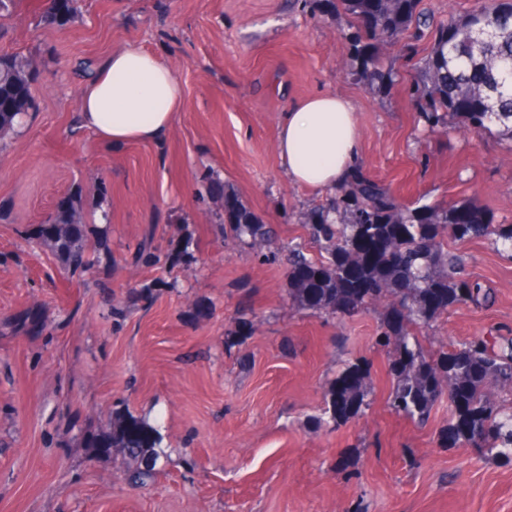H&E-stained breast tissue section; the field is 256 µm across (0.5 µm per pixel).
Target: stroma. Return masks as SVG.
I'll return each instance as SVG.
<instances>
[{"mask_svg": "<svg viewBox=\"0 0 512 512\" xmlns=\"http://www.w3.org/2000/svg\"><path fill=\"white\" fill-rule=\"evenodd\" d=\"M50 4L14 0L0 15V54L35 60L37 103L0 140V512H512V462L439 446L447 400L423 426L390 410L374 345L384 304L336 317L287 295L284 249L320 257L305 215L330 196L280 162L296 98H348L357 163L400 202L466 198L512 224V141L426 134L407 93L430 38L409 59L381 48L396 79L379 98L345 65L346 17L319 0H79L60 25L43 19ZM130 43L171 65L185 107L160 139L108 146L80 125L77 65L100 69ZM226 187L282 253L225 238ZM72 196L89 241L109 247L81 277L31 235ZM147 239L157 260L145 266ZM448 247L492 299L455 305L430 339L512 335V249L491 236ZM360 359L366 409L322 424L325 393ZM116 411L160 431L146 486L127 484L118 449L92 443Z\"/></svg>", "mask_w": 512, "mask_h": 512, "instance_id": "1", "label": "stroma"}]
</instances>
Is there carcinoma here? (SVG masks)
<instances>
[{"mask_svg": "<svg viewBox=\"0 0 512 512\" xmlns=\"http://www.w3.org/2000/svg\"><path fill=\"white\" fill-rule=\"evenodd\" d=\"M77 0H54L45 19L64 23ZM335 13L349 19L341 36L349 46L351 74L371 90L385 93L395 81L378 50L405 40H419L425 31L432 45L408 88L428 130L448 128V121L475 131L498 132L512 140V0H477L462 14L435 21L419 10V0H329ZM35 68L20 55L0 56V140L16 131L18 119L35 108ZM326 205L309 217L310 236L326 253L315 260L303 251H288V300L302 310L328 314L356 313L387 300L375 344L390 358L393 387L388 406L415 423H426L438 401L441 385L452 392L448 421L438 441L467 446L493 459L512 460V406L491 402L488 380L512 393V337L490 334L426 349L421 336L437 319L460 303L479 304L488 293L465 271L461 256L445 240L465 241L494 235L512 247V224H494L469 199L448 205L402 204L359 166L334 188ZM226 235L233 241L272 251L275 233L244 206L233 192H224ZM54 230H39L71 273L93 265L86 224L73 198L53 217ZM367 366L345 365L329 390L330 419L344 423L362 413ZM160 436L143 419L118 413L112 431L101 436L104 451L120 448L128 459L127 477L134 486L157 474Z\"/></svg>", "mask_w": 512, "mask_h": 512, "instance_id": "1", "label": "carcinoma"}]
</instances>
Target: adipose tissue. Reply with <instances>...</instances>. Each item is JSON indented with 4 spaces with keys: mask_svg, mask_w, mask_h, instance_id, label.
<instances>
[{
    "mask_svg": "<svg viewBox=\"0 0 512 512\" xmlns=\"http://www.w3.org/2000/svg\"><path fill=\"white\" fill-rule=\"evenodd\" d=\"M182 105V86L169 64L130 44L113 52L82 88L78 111L83 128L119 145L158 139ZM359 149L355 110L339 96L297 100L278 126L281 162L299 186H336L355 165Z\"/></svg>",
    "mask_w": 512,
    "mask_h": 512,
    "instance_id": "adipose-tissue-1",
    "label": "adipose tissue"
}]
</instances>
